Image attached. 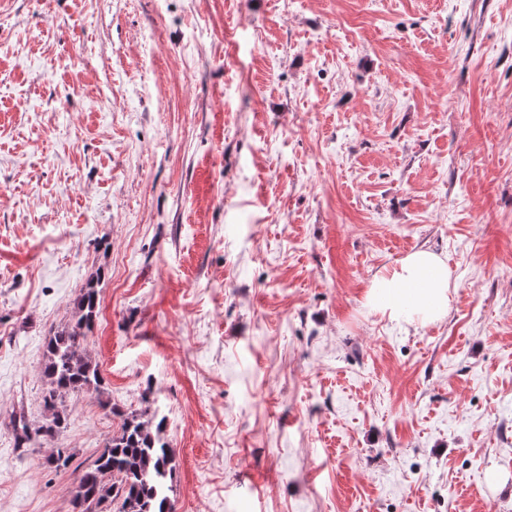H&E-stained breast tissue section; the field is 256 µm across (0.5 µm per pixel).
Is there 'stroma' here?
I'll return each instance as SVG.
<instances>
[{"label": "stroma", "instance_id": "stroma-1", "mask_svg": "<svg viewBox=\"0 0 512 512\" xmlns=\"http://www.w3.org/2000/svg\"><path fill=\"white\" fill-rule=\"evenodd\" d=\"M418 249L448 315L366 307ZM94 277L105 393L17 447ZM103 399L175 512H512V0H0V512Z\"/></svg>", "mask_w": 512, "mask_h": 512}]
</instances>
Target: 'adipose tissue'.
<instances>
[{"label":"adipose tissue","instance_id":"adipose-tissue-1","mask_svg":"<svg viewBox=\"0 0 512 512\" xmlns=\"http://www.w3.org/2000/svg\"><path fill=\"white\" fill-rule=\"evenodd\" d=\"M452 286L444 256L431 250H419L405 256L393 271L372 277L366 304L384 315L404 314L430 323L448 315Z\"/></svg>","mask_w":512,"mask_h":512}]
</instances>
